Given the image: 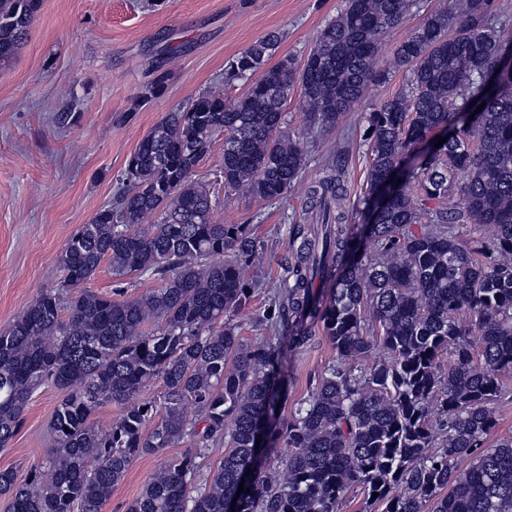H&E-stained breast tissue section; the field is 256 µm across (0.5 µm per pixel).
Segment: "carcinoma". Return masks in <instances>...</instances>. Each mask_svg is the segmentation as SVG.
<instances>
[{
    "mask_svg": "<svg viewBox=\"0 0 512 512\" xmlns=\"http://www.w3.org/2000/svg\"><path fill=\"white\" fill-rule=\"evenodd\" d=\"M459 4L431 11L387 59L383 37L407 0H347L301 67L289 56L269 64L281 45L270 31L226 64V81L251 80L240 97L202 93L140 140L118 206L96 212L57 256L61 287L77 292H41L0 332V447L37 390L61 393L45 461L24 481L0 470L10 512H102L138 456L183 441L188 451L165 461L127 512H338L351 490L382 512H422L427 502L432 512H512V437L487 445L512 374V75L486 81L512 35L489 19L490 0ZM39 8L0 0L1 65ZM401 70L408 88L367 115L362 234L348 224L333 163L305 187L318 221L291 227L292 284L259 318L271 336L244 341L231 317L251 299L247 271L260 249L246 225L216 221L196 167L222 132L225 190L282 199L305 166L303 141L285 129L294 88L310 124L330 129L370 84ZM167 80L156 67L143 99ZM482 103L474 125L463 124ZM444 128L449 138L426 151L420 171L374 198ZM459 224L491 236L464 246ZM104 260L113 276L150 287L127 300L90 290ZM317 324L336 357L284 418L288 349ZM156 382L159 399L141 398ZM108 404L120 413L100 427L92 417ZM221 442L224 458L203 473Z\"/></svg>",
    "mask_w": 512,
    "mask_h": 512,
    "instance_id": "cac0c4a2",
    "label": "carcinoma"
}]
</instances>
